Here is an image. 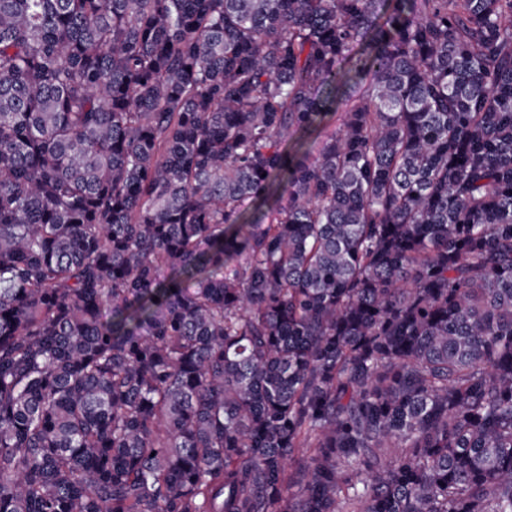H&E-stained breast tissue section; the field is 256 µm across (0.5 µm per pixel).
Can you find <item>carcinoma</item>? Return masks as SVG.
Segmentation results:
<instances>
[{"label":"carcinoma","instance_id":"cac0c4a2","mask_svg":"<svg viewBox=\"0 0 512 512\" xmlns=\"http://www.w3.org/2000/svg\"><path fill=\"white\" fill-rule=\"evenodd\" d=\"M0 512H512V0H0Z\"/></svg>","mask_w":512,"mask_h":512}]
</instances>
